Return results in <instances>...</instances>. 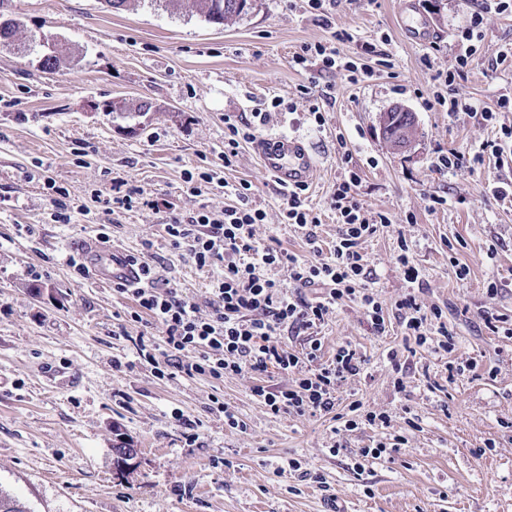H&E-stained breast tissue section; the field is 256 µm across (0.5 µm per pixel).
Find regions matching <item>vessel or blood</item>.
<instances>
[{"mask_svg":"<svg viewBox=\"0 0 512 512\" xmlns=\"http://www.w3.org/2000/svg\"><path fill=\"white\" fill-rule=\"evenodd\" d=\"M405 36L415 44L428 45L436 40L435 33L421 14L417 0H405L401 17ZM252 151L266 172L281 186L291 189L311 182L315 171L312 147L298 136L267 135L256 139ZM83 254L92 280L101 286L124 283L137 285L141 271L134 266L125 251L102 245L97 239H86Z\"/></svg>","mask_w":512,"mask_h":512,"instance_id":"1","label":"vessel or blood"}]
</instances>
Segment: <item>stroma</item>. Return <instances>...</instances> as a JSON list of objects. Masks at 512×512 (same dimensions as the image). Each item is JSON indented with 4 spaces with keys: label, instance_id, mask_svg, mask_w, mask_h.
I'll use <instances>...</instances> for the list:
<instances>
[{
    "label": "stroma",
    "instance_id": "35a3bbf8",
    "mask_svg": "<svg viewBox=\"0 0 512 512\" xmlns=\"http://www.w3.org/2000/svg\"><path fill=\"white\" fill-rule=\"evenodd\" d=\"M473 2L420 0L443 35L428 51L399 30L403 0H341L324 21L304 0H255L224 27L189 12L110 11L102 0H13L29 31L68 51L46 72L38 44L0 48V492L28 512H327L335 502L348 512H512V335L484 325L491 315L512 318V202L494 193L512 183V158L445 174L432 164L441 149L472 157L499 137L501 124H512V111L497 106L512 99V58L495 62L512 48V14H489L471 58L465 90L479 114L451 117L415 94L454 64L461 51L454 35ZM343 29L353 39L339 44L342 56L362 59L363 43H379L391 68L354 86L343 73L292 65L303 45ZM314 78L330 92L324 125L272 108L275 99L300 102ZM113 101L124 102L127 113L106 112ZM397 104L415 116L413 142L402 152L383 140L378 124ZM259 109L266 119L258 135H298L313 147L305 202L320 219V239L336 238L328 198L343 151L362 170L365 205L391 214V224L362 245L385 314L395 316L409 290L395 261L404 239L424 282L418 303L441 307L455 332V353H435L415 347L396 326L374 335L356 304L338 307L318 330L323 354L350 341L367 369L342 382L335 411L325 415L270 413L253 392L258 376L248 372L221 382L156 377L139 357L144 328L129 319L131 296L66 263L107 222L112 244L133 253L151 239L149 260L159 276L183 297L207 301L216 271L169 246L168 210L106 214L116 178L185 214L201 204L221 213L236 201L232 186L251 181L267 213L257 239L310 259L301 231L281 221V187L249 146L225 169V189L198 199L185 192L184 171L223 150L225 113L248 118ZM485 110L496 120L485 121ZM47 176L68 189V205H86L88 214L54 222ZM429 193L447 205L428 211ZM410 214L415 223H407ZM22 225L34 235L19 233ZM455 238L465 243L457 252L470 270L463 280L448 262ZM489 279L497 295L487 294ZM392 349L400 368L387 359ZM452 363L464 373L449 376ZM53 370L73 375L75 388H53ZM215 393L246 430L210 411ZM355 401L387 413L388 425L342 430L336 416ZM176 408L183 419L173 418ZM393 435L406 444L355 469L360 449ZM123 441L137 454L119 468L113 448ZM292 457L302 459L305 473L286 471Z\"/></svg>",
    "mask_w": 512,
    "mask_h": 512
}]
</instances>
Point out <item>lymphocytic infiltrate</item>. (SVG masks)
I'll list each match as a JSON object with an SVG mask.
<instances>
[{"mask_svg":"<svg viewBox=\"0 0 512 512\" xmlns=\"http://www.w3.org/2000/svg\"><path fill=\"white\" fill-rule=\"evenodd\" d=\"M492 12L512 13V0H478L468 25L456 34L463 50L452 67L437 72L434 89L425 100L428 107L452 116L475 111L476 103L465 93L464 82L475 44L484 39L487 16ZM348 37V32H334L328 41L305 45L292 62L302 69L315 65L329 73L341 71L348 83L361 84L375 71L341 57L337 45ZM342 160L344 174L329 201L337 222L332 245H324L317 236L320 219L306 208L302 190H290L284 196L282 221L303 230L315 256L311 262L299 261L284 249L256 240L254 229L265 222L266 213L252 201L251 182H240L234 190L235 204L226 206L218 218L203 207L192 215H182L174 211L172 202L144 199L134 186L117 190L113 208L168 209L164 233L172 248L184 252L197 267H223L202 306L182 298L175 289L159 287L148 260L152 242H144L141 252L131 255V262L142 270L141 282L135 288L120 283L116 289L135 303L131 321L146 323L159 334V342L140 353L141 359L156 367L158 376L206 375L220 380L246 370L262 376L273 368L281 376L292 377L293 383L256 386V395L272 413L314 416L332 412L339 385L364 372L366 360L347 341L337 343L331 359H323V344L314 330L348 301L362 309L375 335H386L395 322L417 346L454 351L455 334L442 308H423L410 293L396 302V319L386 317L379 291L370 282L371 271L361 245L379 226L390 223L391 216L365 206L359 194L362 172L352 165L351 154H344ZM271 266L286 267L299 293L288 292L280 281L264 276V268ZM290 336L302 338L301 350L288 346ZM189 352L194 355L190 361L185 358Z\"/></svg>","mask_w":512,"mask_h":512,"instance_id":"1","label":"lymphocytic infiltrate"}]
</instances>
